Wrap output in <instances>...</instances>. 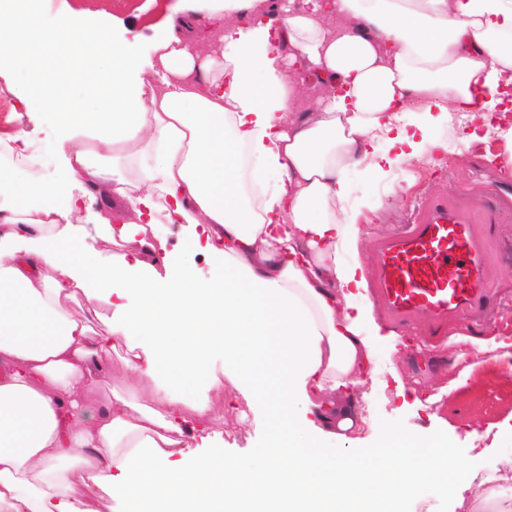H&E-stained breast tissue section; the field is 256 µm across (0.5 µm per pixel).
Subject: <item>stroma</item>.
<instances>
[{"label": "stroma", "instance_id": "1", "mask_svg": "<svg viewBox=\"0 0 512 512\" xmlns=\"http://www.w3.org/2000/svg\"><path fill=\"white\" fill-rule=\"evenodd\" d=\"M177 3L187 9L194 6L193 0H144L137 8L122 0L107 8L99 0H50L42 18L50 20L69 8L83 10L81 27L107 29L114 40L146 55L151 51L154 26ZM9 79V74L0 75V137L23 130L47 139L53 126L51 113L24 114L7 89ZM446 137L448 152L443 159L411 161L397 170L392 184L375 182L359 169L351 171L359 198L372 202L391 191L400 197L399 203L375 209L364 222L362 265H369L379 237L412 220L419 193L444 192L449 202L465 203L470 192L495 190L512 199V152L503 141L476 142L464 152L456 131H447ZM492 252L488 277L495 299L481 316L465 322L475 336L501 330L504 319L512 318V214L502 217ZM412 333L418 337L419 347L397 354L381 352L374 381L363 386L365 422L345 436L327 439L328 448L339 454L361 450L394 427L421 435L438 433L452 445L458 460L482 453L486 474L457 500L436 486H422L409 504L410 512H471L477 496L487 489L503 499L512 497V467L507 464L512 458V367L491 352L473 350L460 355L457 345L447 338L428 343L426 324H418ZM465 370L470 373L466 385L449 390L450 381ZM208 399L210 430L225 454L248 457L264 446L265 420L252 414L246 401H238L230 411L224 407L223 390H211Z\"/></svg>", "mask_w": 512, "mask_h": 512}]
</instances>
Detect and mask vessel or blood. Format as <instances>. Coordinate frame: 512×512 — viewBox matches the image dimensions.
Instances as JSON below:
<instances>
[{"label": "vessel or blood", "instance_id": "1", "mask_svg": "<svg viewBox=\"0 0 512 512\" xmlns=\"http://www.w3.org/2000/svg\"><path fill=\"white\" fill-rule=\"evenodd\" d=\"M512 202L483 196L453 204L447 194L426 196L412 223L382 237L373 284L390 320L407 328L424 319L431 339L449 324L479 315L492 296L487 278L490 242Z\"/></svg>", "mask_w": 512, "mask_h": 512}]
</instances>
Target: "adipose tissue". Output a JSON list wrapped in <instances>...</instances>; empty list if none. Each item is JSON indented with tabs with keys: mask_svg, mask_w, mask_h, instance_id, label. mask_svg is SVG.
<instances>
[{
	"mask_svg": "<svg viewBox=\"0 0 512 512\" xmlns=\"http://www.w3.org/2000/svg\"><path fill=\"white\" fill-rule=\"evenodd\" d=\"M210 3L225 21L201 60L197 12H172L140 57L73 15L25 23L0 4V40L25 32L0 71L26 111L51 109L34 79L53 59L88 60L99 89L71 94L49 146L9 136L51 172L0 171V512H209L215 497L406 512L425 484L459 495L474 464L438 435L393 428L347 455L322 443L354 427L357 388L400 343L345 260L363 235L346 170L386 179L447 150L452 113L498 111L512 0ZM310 87L314 107L298 110ZM88 221L116 247L111 266L86 247ZM159 224L212 275L172 265ZM116 355L125 388L105 371ZM224 379L270 423L257 459L212 454L211 409L183 395ZM156 230L158 235L166 241L168 251H173L177 254L191 253L192 246L181 238L178 226L172 224H159L156 225Z\"/></svg>",
	"mask_w": 512,
	"mask_h": 512,
	"instance_id": "ef3b65f1",
	"label": "adipose tissue"
}]
</instances>
